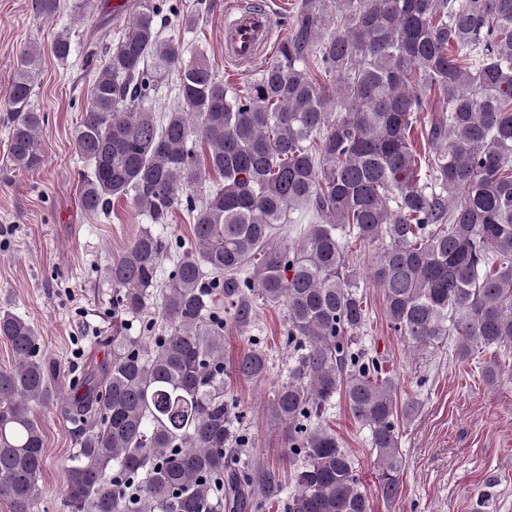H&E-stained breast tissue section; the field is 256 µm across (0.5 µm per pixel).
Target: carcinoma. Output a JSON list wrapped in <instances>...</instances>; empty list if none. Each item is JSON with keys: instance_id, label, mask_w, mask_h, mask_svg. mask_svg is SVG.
I'll return each mask as SVG.
<instances>
[{"instance_id": "1", "label": "carcinoma", "mask_w": 512, "mask_h": 512, "mask_svg": "<svg viewBox=\"0 0 512 512\" xmlns=\"http://www.w3.org/2000/svg\"><path fill=\"white\" fill-rule=\"evenodd\" d=\"M161 0H132L121 35H101L75 132L80 202L92 214L129 199L153 224L181 208L194 244L144 229L112 261L114 306L144 320L159 301L152 346L117 332L110 356L62 409L78 445L65 468L63 512H266L286 489L274 467L237 460L248 438L230 375L263 378L250 349L224 366V313L242 328L255 302L286 308L295 364L270 414L288 429V512H368L353 460L320 419L338 394L368 430L375 486L400 490L397 383L353 346L367 318L347 240L381 243L371 281L387 320L417 350L452 343L498 385L512 354V0H298L288 36L245 97L224 85L200 48L161 36ZM61 0H34L49 19ZM69 60V37L52 45ZM39 49L29 46L4 93L0 124L20 170L43 163L44 115L33 106ZM177 72L181 109L152 110ZM336 77L330 91L314 73ZM447 108L422 130L425 92ZM218 176L208 189L205 177ZM311 224L291 247L282 225ZM172 267L160 280L164 254ZM13 364L0 368V498L38 512L45 440L36 409L58 367L33 325L0 308Z\"/></svg>"}]
</instances>
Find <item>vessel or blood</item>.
I'll list each match as a JSON object with an SVG mask.
<instances>
[{
	"label": "vessel or blood",
	"mask_w": 512,
	"mask_h": 512,
	"mask_svg": "<svg viewBox=\"0 0 512 512\" xmlns=\"http://www.w3.org/2000/svg\"><path fill=\"white\" fill-rule=\"evenodd\" d=\"M274 36V24L268 13L235 14L224 24V58L236 63L251 62L270 48Z\"/></svg>",
	"instance_id": "1"
}]
</instances>
